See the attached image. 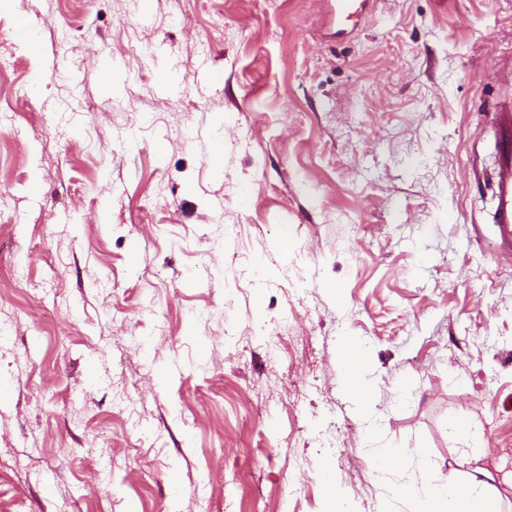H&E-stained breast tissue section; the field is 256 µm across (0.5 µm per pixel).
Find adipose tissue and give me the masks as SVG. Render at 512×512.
<instances>
[{
  "instance_id": "obj_1",
  "label": "adipose tissue",
  "mask_w": 512,
  "mask_h": 512,
  "mask_svg": "<svg viewBox=\"0 0 512 512\" xmlns=\"http://www.w3.org/2000/svg\"><path fill=\"white\" fill-rule=\"evenodd\" d=\"M394 495H416L420 502L418 512H499L495 499L486 490L482 481L470 478L469 481L454 489L434 483H423L417 492L409 488L397 487Z\"/></svg>"
}]
</instances>
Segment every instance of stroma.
<instances>
[{"label": "stroma", "instance_id": "obj_1", "mask_svg": "<svg viewBox=\"0 0 512 512\" xmlns=\"http://www.w3.org/2000/svg\"><path fill=\"white\" fill-rule=\"evenodd\" d=\"M374 2L0 11V512L512 503V0ZM511 119L503 125L501 138L502 159L498 166L495 179L491 182L496 206L492 213V223L495 224L496 236L503 246L512 251V126ZM418 512H499L495 499L482 481L472 475L469 481L448 491L447 486L424 482L417 490Z\"/></svg>", "mask_w": 512, "mask_h": 512}]
</instances>
